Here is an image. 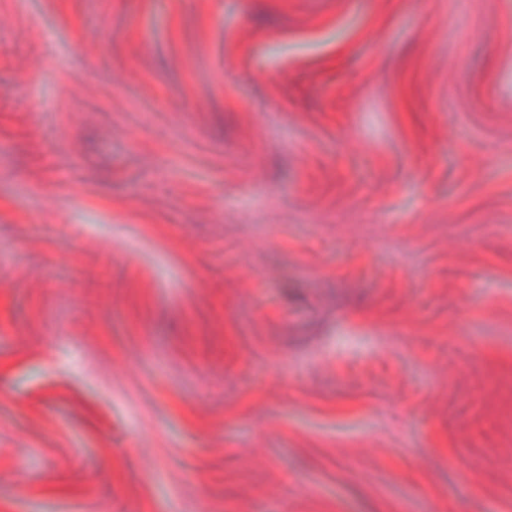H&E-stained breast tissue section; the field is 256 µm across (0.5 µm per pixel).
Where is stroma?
I'll list each match as a JSON object with an SVG mask.
<instances>
[{
	"label": "stroma",
	"mask_w": 512,
	"mask_h": 512,
	"mask_svg": "<svg viewBox=\"0 0 512 512\" xmlns=\"http://www.w3.org/2000/svg\"><path fill=\"white\" fill-rule=\"evenodd\" d=\"M1 14L0 512H512V0Z\"/></svg>",
	"instance_id": "obj_1"
}]
</instances>
